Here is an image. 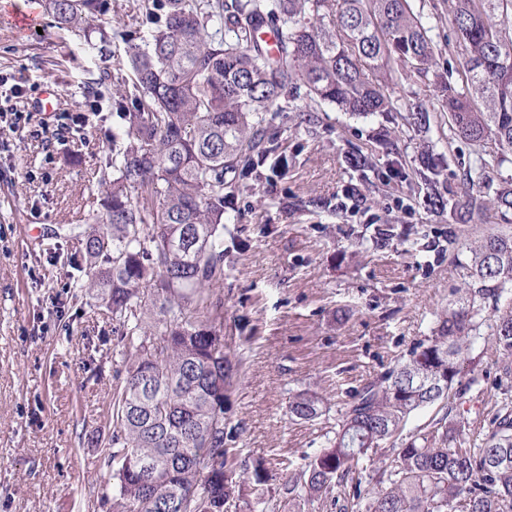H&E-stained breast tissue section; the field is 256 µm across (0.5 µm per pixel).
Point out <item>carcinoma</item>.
<instances>
[{"label": "carcinoma", "mask_w": 512, "mask_h": 512, "mask_svg": "<svg viewBox=\"0 0 512 512\" xmlns=\"http://www.w3.org/2000/svg\"><path fill=\"white\" fill-rule=\"evenodd\" d=\"M101 0H46L54 27L77 38L91 30L106 42ZM464 47L461 83L431 85L458 138L488 151L467 174L512 153V41L494 19L512 0H450ZM276 34V53L257 37ZM147 37L126 42L119 66L131 83L112 108L124 121L100 179L98 228L76 238L69 264L92 269L76 284L112 312L128 359L112 395L114 430L105 457L112 468L109 512H224L265 484L285 459L239 470L237 435L226 430L232 381L224 341V215L243 181L282 176L288 156L273 122L283 101L305 97L343 112H389V84L425 79L437 46L409 0H147ZM428 203L448 222L471 218L479 199L437 190L439 159L421 156ZM493 204L512 211V181ZM468 278L408 357L349 395L339 429L288 477L285 494L308 501L371 470L356 482L359 512H512V409L503 407L482 443L470 447L456 421L439 422L413 441L401 426L416 410L460 395V364L486 305L492 337L512 371V234L466 245ZM295 421L323 415L320 399L289 397Z\"/></svg>", "instance_id": "cac0c4a2"}]
</instances>
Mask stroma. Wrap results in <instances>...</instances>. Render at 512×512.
Listing matches in <instances>:
<instances>
[{"instance_id": "35a3bbf8", "label": "stroma", "mask_w": 512, "mask_h": 512, "mask_svg": "<svg viewBox=\"0 0 512 512\" xmlns=\"http://www.w3.org/2000/svg\"><path fill=\"white\" fill-rule=\"evenodd\" d=\"M141 2L106 0L109 40L87 46L45 13L39 29L17 36L13 17L27 0H0V85L19 87L29 104L55 81L69 115L83 110L86 91L99 92L101 104L92 124L63 142L53 114L28 107L0 142V512H107L104 445L124 378L121 345L111 312L72 287L66 255L87 229L112 135L123 126L110 90L127 76L117 60L123 34L142 27ZM411 5L432 28L433 73L459 82L463 56L448 0ZM390 93L395 109L386 114L328 105L303 121L279 114L287 175L252 183L228 211L224 246L235 263L224 277V336L235 366L224 411L247 465L285 458L299 472L333 436L349 392L430 335L466 277L460 242L512 233V213L492 203L512 179V154L482 188L485 207L468 223L448 224L427 203L420 156L444 155L439 189L462 196L480 150L451 135L429 82L403 81ZM418 103L428 111L425 130L414 124ZM356 154L372 157L368 176L351 168ZM483 316L460 396L413 413L403 440L450 415L480 441L512 401V376L490 336L492 310ZM300 391L321 398L326 415L291 420L288 400ZM283 482L276 474L267 483V512H345L342 490L309 502L284 494Z\"/></svg>"}]
</instances>
